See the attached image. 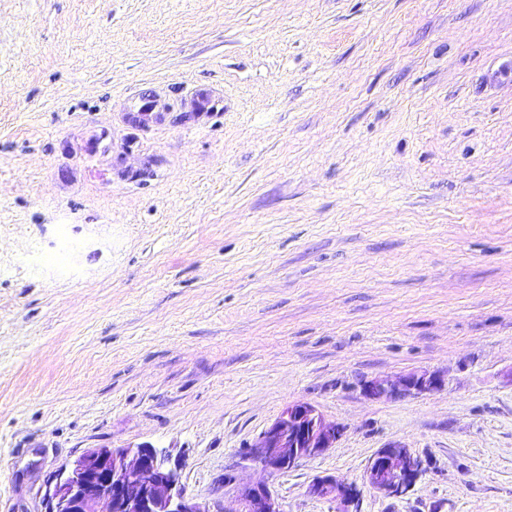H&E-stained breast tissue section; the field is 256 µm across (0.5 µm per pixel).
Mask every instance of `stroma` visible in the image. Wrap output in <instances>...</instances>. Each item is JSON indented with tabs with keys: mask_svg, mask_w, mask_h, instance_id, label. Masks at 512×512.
<instances>
[{
	"mask_svg": "<svg viewBox=\"0 0 512 512\" xmlns=\"http://www.w3.org/2000/svg\"><path fill=\"white\" fill-rule=\"evenodd\" d=\"M295 400L336 447L243 467ZM145 443L207 512H512V0H0V512ZM447 379L438 371H415L396 379L375 377L364 380L360 385L361 394L370 400L416 396L445 388ZM423 462L409 447L392 441L380 448L366 470V482L388 497L406 495L420 479ZM308 493L316 498L328 501H339L348 507L358 496V489L347 484L335 475L316 477L308 487ZM236 512H283V510L268 486L258 482L244 496L241 508Z\"/></svg>",
	"mask_w": 512,
	"mask_h": 512,
	"instance_id": "stroma-1",
	"label": "stroma"
}]
</instances>
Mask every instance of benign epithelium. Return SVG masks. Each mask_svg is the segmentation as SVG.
I'll return each mask as SVG.
<instances>
[{"instance_id": "7a95c632", "label": "benign epithelium", "mask_w": 512, "mask_h": 512, "mask_svg": "<svg viewBox=\"0 0 512 512\" xmlns=\"http://www.w3.org/2000/svg\"><path fill=\"white\" fill-rule=\"evenodd\" d=\"M156 100L129 112L126 119L145 124L154 119ZM447 379L438 371H415L396 379L375 377L360 385L370 400L416 396L445 388ZM345 432L343 424L327 419L313 404L287 403L259 434L243 461L270 475L286 472L301 460L320 456L336 447ZM422 460L409 447L392 441L379 449L366 470V482L388 497L406 495L420 479ZM308 493L316 498L349 506L358 496L357 487L334 475L315 478ZM45 512H208L180 484L178 467L169 455L149 444L124 448H91L46 485ZM237 512H283L268 486L258 482L250 488Z\"/></svg>"}]
</instances>
